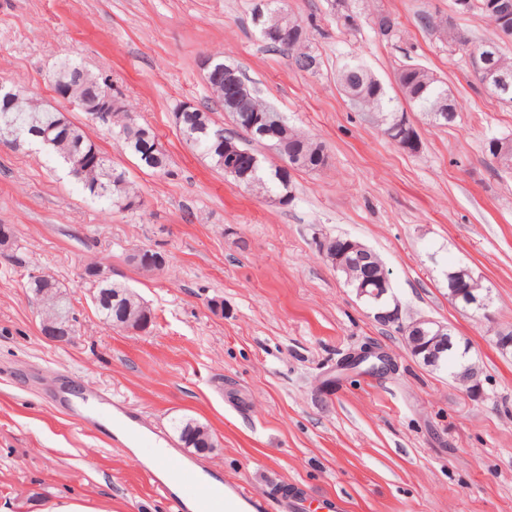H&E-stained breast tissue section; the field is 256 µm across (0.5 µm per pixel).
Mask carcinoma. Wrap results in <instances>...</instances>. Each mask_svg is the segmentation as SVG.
Masks as SVG:
<instances>
[{
	"label": "carcinoma",
	"mask_w": 512,
	"mask_h": 512,
	"mask_svg": "<svg viewBox=\"0 0 512 512\" xmlns=\"http://www.w3.org/2000/svg\"><path fill=\"white\" fill-rule=\"evenodd\" d=\"M479 6L473 9L488 19L493 12L501 6H512V0H477ZM263 20L283 25V28L273 37L264 39L266 45L291 58L292 65L299 71L305 70V63L309 53L304 51V43L288 44L287 27H299L298 19L288 16L284 0H267L262 7ZM423 28L436 31L442 30L444 38L449 43L465 44L468 39L448 25V20L435 19L433 16L423 14L420 16ZM489 53L492 62L512 75V57L505 55L499 45V39H486L476 45ZM224 62H212L210 70L214 71L209 86L214 95L215 107H219L229 117H235V131L228 133L224 128L215 124L211 118L214 107L208 105L198 108L196 112H184L178 123L179 130L186 143L194 150L203 154L218 169H224V142L234 141L243 151L237 160L236 182L246 181L251 184V190L268 197H279L287 189L284 179L289 174L278 166L267 168L258 158V153L243 143V136L267 146L278 143V138L263 136L260 127L248 129L252 124L256 112L266 109L246 84L247 77L242 70L237 75L242 78L237 86L224 83ZM81 66L72 61L63 62L53 74L51 85L61 81L72 84V95L76 99H83L96 106L101 98L112 91L108 79L85 73L74 77V72ZM338 80L350 104L363 113L365 120L378 127L390 140L395 138L391 133L393 117L402 110L401 100L410 103L415 112L431 115L437 107L448 108V122H453L457 106L450 94L448 86L433 73L419 65H408L396 73V83L401 96H392L385 86L376 79L359 61L350 58L346 60L338 71ZM27 108L25 112H5L0 109V127L17 121V126L25 135L36 134L53 143L50 156L61 161L68 169L70 176L84 193L93 199L104 201L111 207L120 211L136 212L143 208V199L138 187L128 178L126 171L112 165L111 160L104 155L92 142L85 129L71 121L59 109L43 105L28 97L24 98ZM113 136L120 141L125 150L137 161L138 166L150 172L166 170L169 162L167 149L157 134L149 139L140 135L141 127L134 124L126 111L112 112L104 122ZM287 148L295 153L302 154L306 162L300 166L305 171H318L328 164V155L325 147L307 135L284 128ZM97 264L87 265L86 273L93 279L92 285L100 298L95 306L101 315L111 323L122 327L126 324L134 326L142 321L152 320L149 307L141 304L137 295L128 287L112 281L106 273L96 270ZM28 288L33 293L40 292L43 296V317L41 323H49L55 319L57 309L66 306L73 311L66 293L61 289L59 282L49 275H38L30 278ZM181 442L186 448H193L203 453L214 447L208 429L191 419L181 420L176 425Z\"/></svg>",
	"instance_id": "carcinoma-1"
}]
</instances>
